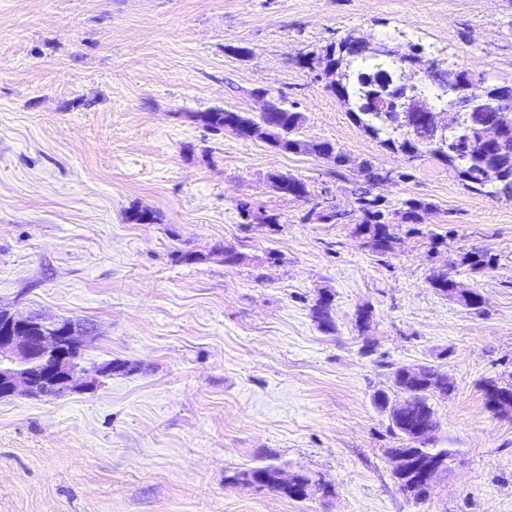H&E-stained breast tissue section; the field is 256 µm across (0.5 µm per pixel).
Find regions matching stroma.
Returning a JSON list of instances; mask_svg holds the SVG:
<instances>
[{"instance_id":"1","label":"stroma","mask_w":512,"mask_h":512,"mask_svg":"<svg viewBox=\"0 0 512 512\" xmlns=\"http://www.w3.org/2000/svg\"><path fill=\"white\" fill-rule=\"evenodd\" d=\"M400 30L512 84V0H0V310L74 320L93 332L82 366H122L91 391L0 399V512H512V411L481 387L512 373V202L382 147L305 64L348 33ZM260 90L346 164L199 119L257 113ZM365 161L389 202L433 204L384 257L355 222L303 220L350 209ZM272 174L305 181L307 199ZM244 204L278 224L247 223ZM439 227L434 248L422 233ZM474 249L490 269L463 264ZM442 267L482 310L429 286ZM325 291L330 332L311 311ZM405 364L455 384L434 401L455 460L418 502L389 460L407 442L372 399ZM266 463L335 494L224 481Z\"/></svg>"}]
</instances>
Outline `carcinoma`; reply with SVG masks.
I'll return each instance as SVG.
<instances>
[{
	"label": "carcinoma",
	"instance_id": "1",
	"mask_svg": "<svg viewBox=\"0 0 512 512\" xmlns=\"http://www.w3.org/2000/svg\"><path fill=\"white\" fill-rule=\"evenodd\" d=\"M395 55L380 52L348 34L339 41L311 55L305 64L311 68L325 60L337 67L336 87L331 93L346 107L353 120L370 136L379 140L381 146L402 151L413 162L432 157L443 162L455 179L469 191L496 194L512 201V124L500 131L499 143L489 146L479 142V130L471 122V113L463 109L462 98L488 83L485 74L463 67L456 61L445 62L435 53L433 46L407 40L398 43ZM434 61L438 66L430 71H419L416 61ZM430 104L447 114L443 129L428 127L423 113H417V123L403 122L402 111L409 104ZM272 121L275 127L268 129L266 140L284 153H307L333 157L336 165L345 163L342 153L336 151L328 141H306L298 138L304 124V114L295 106L279 105L278 112L269 116L261 112L252 116L247 112L217 109L210 113L206 126L220 132L232 126L237 134L245 138L248 128ZM366 185L352 190L353 213L358 215L357 230L369 243L370 250L377 255L394 252L400 237L395 232L399 224L411 225L419 231L420 213L431 208L432 203L410 198L394 208L379 195L373 194L371 185L380 175L368 163L361 165ZM276 191L281 184L288 183V196L300 200L308 195L304 181L281 174L270 175ZM348 212L340 213L328 205L322 209L312 208L303 220L319 224H336ZM492 257L484 250H474L464 256V264L474 273L490 266ZM428 283L442 294L458 290L472 295L467 307L479 310L484 299L476 288H466L456 279L441 270H433ZM332 295L322 293L312 306V317L322 329L334 328ZM421 381L440 387L444 392L454 390L453 380L448 374L432 365L420 366ZM436 411L429 397H415L402 410L407 424L414 426L428 420ZM284 468L274 464L251 467L226 477L228 483L251 489L260 483L259 489L275 492L291 500H298L296 491L282 480Z\"/></svg>",
	"mask_w": 512,
	"mask_h": 512
}]
</instances>
